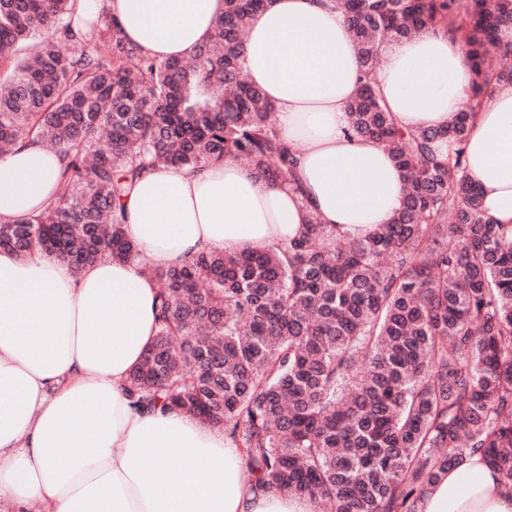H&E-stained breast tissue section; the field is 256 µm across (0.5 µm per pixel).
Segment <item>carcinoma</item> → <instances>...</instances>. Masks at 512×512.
Here are the masks:
<instances>
[{
	"instance_id": "carcinoma-1",
	"label": "carcinoma",
	"mask_w": 512,
	"mask_h": 512,
	"mask_svg": "<svg viewBox=\"0 0 512 512\" xmlns=\"http://www.w3.org/2000/svg\"><path fill=\"white\" fill-rule=\"evenodd\" d=\"M363 84L349 133L386 146L407 178L392 222L351 237L311 216L284 247L199 253L157 267L123 230V200L150 169L245 161L296 180L298 149L245 80L251 13L224 0L212 38L159 61L104 14L71 27L77 0H0V143L36 137L63 156L57 200L0 224V249L74 269L126 261L158 283V330L129 376L132 405L224 429L257 490L317 512H417L440 472L484 455L512 491V226L484 218L464 144L473 105L407 132L381 105L383 41L433 26L462 34L471 98L512 87V0H332ZM107 134L108 148L100 146ZM447 138L446 157L433 143Z\"/></svg>"
}]
</instances>
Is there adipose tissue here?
<instances>
[{
    "mask_svg": "<svg viewBox=\"0 0 512 512\" xmlns=\"http://www.w3.org/2000/svg\"><path fill=\"white\" fill-rule=\"evenodd\" d=\"M224 0H79L159 60L211 38ZM244 68L299 146L298 185H272L233 161L145 174L124 202L126 237L158 266L204 250H267L300 236L310 215L353 236L390 223L404 176L388 150L347 133L360 63L330 0H271L248 23ZM398 126L440 128L474 71L464 42L436 27L381 51L374 74ZM466 173L483 210L512 225V92L476 99ZM62 159L41 141L0 153V223L22 224L55 201ZM155 281L133 265L73 270L0 250V506L21 512H316L307 498L255 491L239 448L180 410L134 409L130 372L157 332ZM180 469H172L171 461ZM418 512H512L478 454L440 474Z\"/></svg>",
    "mask_w": 512,
    "mask_h": 512,
    "instance_id": "obj_1",
    "label": "adipose tissue"
}]
</instances>
